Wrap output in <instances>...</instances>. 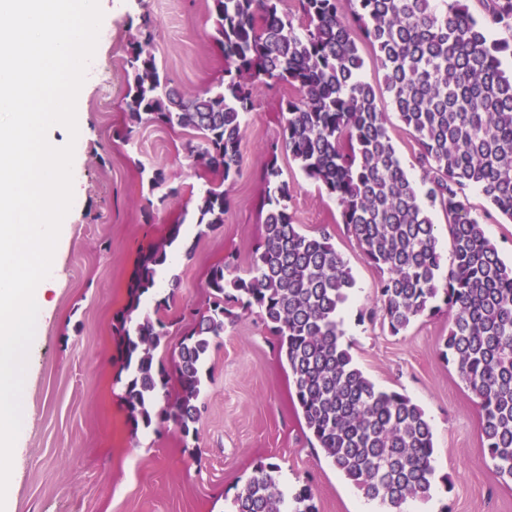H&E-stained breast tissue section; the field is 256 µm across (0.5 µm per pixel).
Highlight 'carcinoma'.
Masks as SVG:
<instances>
[{"instance_id": "1", "label": "carcinoma", "mask_w": 512, "mask_h": 512, "mask_svg": "<svg viewBox=\"0 0 512 512\" xmlns=\"http://www.w3.org/2000/svg\"><path fill=\"white\" fill-rule=\"evenodd\" d=\"M478 4L473 12L470 2ZM210 0L213 40L224 79L202 93L171 86L152 52L155 33L130 43L133 84L125 97L130 126L190 128L195 166L210 175L195 200L196 224H224L231 191L243 175L242 142L258 85L285 86L280 132L269 145L257 207L261 238L246 276L210 268L208 311L183 309L188 329L175 375L154 359L168 322L136 316L157 295L182 238L172 224L164 241L144 248L129 280V304L116 312L123 399L133 427L173 422L196 438L204 405V369L212 344L238 310L258 309L288 365L306 430L336 470L383 512H402L429 497L436 478L434 433L409 396L379 388L355 363L340 311L355 287L328 228L309 234L289 211L291 191L278 154L285 152L318 190L333 198L339 223L380 273L369 319L397 336L418 317L453 312L441 355L478 400L481 445L512 481V264L472 214L477 190L512 223V72L501 56L512 43V0ZM383 71V86L361 79L364 48ZM388 94L413 142L403 165L379 105ZM446 217L452 263L442 273L433 212ZM280 466L260 460L233 501V512H317L310 486L280 485Z\"/></svg>"}]
</instances>
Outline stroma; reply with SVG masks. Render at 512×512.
<instances>
[{"label": "stroma", "instance_id": "35a3bbf8", "mask_svg": "<svg viewBox=\"0 0 512 512\" xmlns=\"http://www.w3.org/2000/svg\"><path fill=\"white\" fill-rule=\"evenodd\" d=\"M101 9L95 50L101 78L83 84L78 137L70 139L63 127L47 134L75 143V196L43 282L39 332L22 392L29 420L16 441L9 512H231L254 465L268 457L290 489L311 484L318 512H381L312 447L288 367L257 312H240L212 348L196 437L183 439L170 423L132 429L116 381L112 317L128 302L139 251L162 240L169 225H185L194 250L172 265L177 309L207 307L206 274L227 257L235 259L234 274L244 275L260 240L255 200L288 90L256 87L233 204L220 228L195 225L203 181L186 153L194 131L142 126L127 141L116 132L128 122L124 97L132 74L125 59L143 15L157 27L159 67L181 90L197 93L222 78L224 57L212 39L207 0H101ZM278 164L297 224L307 233L329 227L352 269L356 286L341 316L355 362L377 386L410 396L433 428L439 480L429 499L408 502L409 512H512V482L500 478L481 447L477 400L439 354L451 313L420 316L397 336L379 320H360L375 305L377 270L337 223L336 202L288 155L279 154ZM156 171L165 184L154 189L149 180ZM170 187L178 188L177 196L166 197ZM469 198L500 256L512 262V224L488 213L478 191ZM149 204L150 224L142 213Z\"/></svg>", "mask_w": 512, "mask_h": 512}]
</instances>
